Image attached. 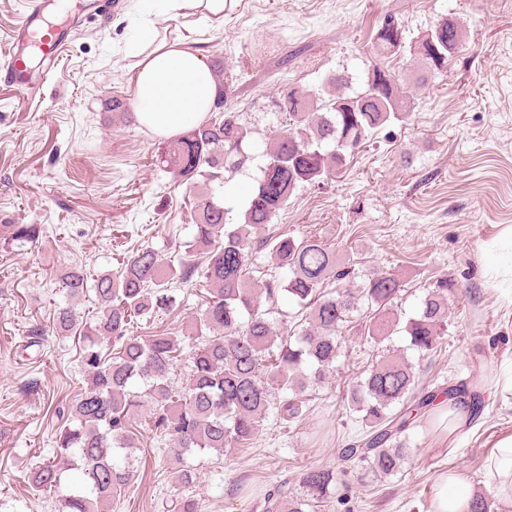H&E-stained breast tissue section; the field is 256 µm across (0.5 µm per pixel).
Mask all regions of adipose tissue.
I'll return each instance as SVG.
<instances>
[{
	"instance_id": "obj_1",
	"label": "adipose tissue",
	"mask_w": 512,
	"mask_h": 512,
	"mask_svg": "<svg viewBox=\"0 0 512 512\" xmlns=\"http://www.w3.org/2000/svg\"><path fill=\"white\" fill-rule=\"evenodd\" d=\"M168 19L197 17L223 23L228 0H163ZM137 61L130 70V94L138 122L161 137H174L199 125L220 96L206 56L188 35H160L154 21L136 29ZM495 496L512 507V434L501 436L488 460ZM474 491L464 470L441 472L432 489V512H467Z\"/></svg>"
}]
</instances>
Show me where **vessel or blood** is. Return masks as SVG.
Wrapping results in <instances>:
<instances>
[{
  "label": "vessel or blood",
  "mask_w": 512,
  "mask_h": 512,
  "mask_svg": "<svg viewBox=\"0 0 512 512\" xmlns=\"http://www.w3.org/2000/svg\"><path fill=\"white\" fill-rule=\"evenodd\" d=\"M71 38V31L47 26L43 0H30L7 53L0 59V82L27 97L40 95Z\"/></svg>",
  "instance_id": "b4317fda"
}]
</instances>
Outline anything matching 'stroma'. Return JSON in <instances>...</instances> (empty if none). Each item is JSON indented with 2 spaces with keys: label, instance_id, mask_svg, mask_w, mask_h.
<instances>
[{
  "label": "stroma",
  "instance_id": "stroma-1",
  "mask_svg": "<svg viewBox=\"0 0 512 512\" xmlns=\"http://www.w3.org/2000/svg\"><path fill=\"white\" fill-rule=\"evenodd\" d=\"M134 14L132 0H120L82 16L35 101L0 84V512H57L55 496L34 493L26 478L85 387L80 340L52 329L56 307L68 301L62 276L74 267L116 270L146 246L177 261L204 190L159 166L163 138L112 109L116 100L132 103ZM387 15L410 41L456 18L465 44L444 74L407 54L387 59L411 99L407 120L379 129L322 183L300 187L273 226L335 245L361 273L400 277L407 293L398 308L408 316L430 282L453 279L457 295L441 345L431 357L413 350L407 357L420 385L482 387L484 410L474 433L451 447L430 420L414 424L400 471L376 480L351 469L341 489L346 505L328 512H432L430 489L448 468L463 469L477 491L494 494L487 461L496 440L512 433V390L490 384L512 364V284L491 285L484 268L488 244L512 225V0H234L223 26L202 36L208 61H223L232 80L225 109L243 114L259 147L288 129L274 107L282 90H316L343 71L361 79L372 31ZM258 167L254 160L226 174L231 218L244 209ZM22 224L38 225V237L17 241ZM184 294L178 312L139 322L135 335L178 332L199 312L207 286H186ZM34 326L47 335L31 347ZM343 334L345 349L316 389L312 416L268 427L249 451L182 461L143 433L138 472L106 512H167L185 491L176 478L185 465L196 472L192 491L202 512H244L242 500L277 481L295 483L308 467L335 464L338 449L362 429L349 408V385L382 356L359 323Z\"/></svg>",
  "mask_w": 512,
  "mask_h": 512
}]
</instances>
